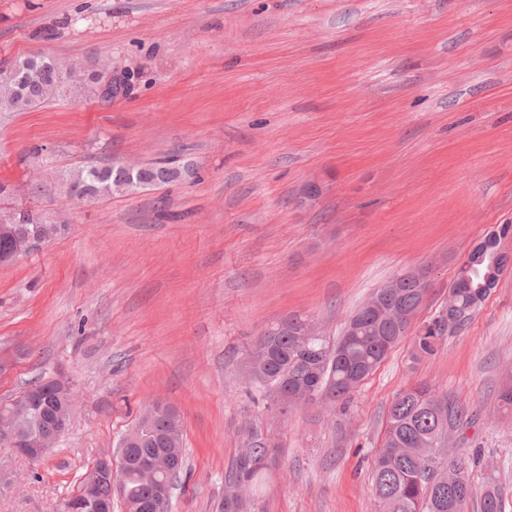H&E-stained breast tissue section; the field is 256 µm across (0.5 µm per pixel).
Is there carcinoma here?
Wrapping results in <instances>:
<instances>
[{
	"mask_svg": "<svg viewBox=\"0 0 512 512\" xmlns=\"http://www.w3.org/2000/svg\"><path fill=\"white\" fill-rule=\"evenodd\" d=\"M42 67H27L22 72L25 83L39 87V98L28 101L18 96L0 95V112H26L56 100L65 86L95 90L102 77L90 70L66 65L59 59L45 55ZM67 186L95 189L96 196H110L114 192L134 194L144 186L137 183L119 185L113 180L112 166L88 167L66 175ZM491 255H474L469 272L470 286L452 285V303L467 310L460 322L463 329L474 315L470 310L475 297L485 293L480 288L488 272ZM418 288L410 285L400 295L382 299L389 307L398 306L397 313L384 320L362 305L350 318L353 330H344L334 344L323 336L303 335L304 317L288 316L275 336H260L248 350L251 379L273 396L276 407H281L280 395L290 390L295 395L294 405L317 402L315 395L325 389L331 392L329 400L345 405L351 393L387 357L382 345L391 338L389 347H395L412 329L414 320L403 313L418 303ZM445 336L436 319L419 327L414 336L413 358L419 360L433 355ZM61 412L58 404L49 403L33 410L20 423L21 434L37 437L55 430ZM475 425L470 406L458 398L436 392L430 385L419 383L402 390L388 410L385 437L375 455L372 466V486L378 512H465L469 502L479 498V512H503V502L490 476L482 494H477L467 475L471 458L462 451L442 462L440 456L448 443V428L461 431ZM250 440L242 442L229 470L224 475V499L220 512H250L251 495L266 473L258 458L263 455L268 436L264 429L250 424ZM126 447L125 494L131 505L152 496V485L141 475L139 467L146 457L170 455L176 460L174 471L158 474L167 479L174 489L180 480L186 458L183 426L180 418L165 425L143 415L136 426L123 438Z\"/></svg>",
	"mask_w": 512,
	"mask_h": 512,
	"instance_id": "1",
	"label": "carcinoma"
}]
</instances>
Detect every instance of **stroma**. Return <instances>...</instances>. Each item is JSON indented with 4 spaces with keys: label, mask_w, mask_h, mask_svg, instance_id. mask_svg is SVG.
I'll return each mask as SVG.
<instances>
[{
    "label": "stroma",
    "mask_w": 512,
    "mask_h": 512,
    "mask_svg": "<svg viewBox=\"0 0 512 512\" xmlns=\"http://www.w3.org/2000/svg\"><path fill=\"white\" fill-rule=\"evenodd\" d=\"M33 53L140 76L0 114V210L68 219L0 265V402L57 372L77 395L44 461L0 454V512H52L149 397L184 421L172 512H218L251 421L280 450L251 512H374L389 406L419 381L477 413L470 481L494 475L512 512V269L433 356L405 336L347 408L281 414L247 363L291 314L337 340L423 264L432 318L471 248L512 224V0H0V66ZM164 158L189 177L92 201L59 183Z\"/></svg>",
    "instance_id": "1"
}]
</instances>
